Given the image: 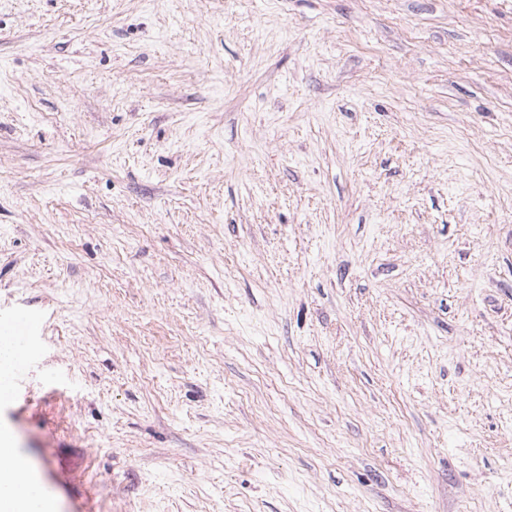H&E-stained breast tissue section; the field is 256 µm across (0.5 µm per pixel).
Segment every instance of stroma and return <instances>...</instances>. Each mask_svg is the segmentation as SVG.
<instances>
[{
  "label": "stroma",
  "instance_id": "1",
  "mask_svg": "<svg viewBox=\"0 0 512 512\" xmlns=\"http://www.w3.org/2000/svg\"><path fill=\"white\" fill-rule=\"evenodd\" d=\"M17 312L92 512H512V0H0Z\"/></svg>",
  "mask_w": 512,
  "mask_h": 512
}]
</instances>
